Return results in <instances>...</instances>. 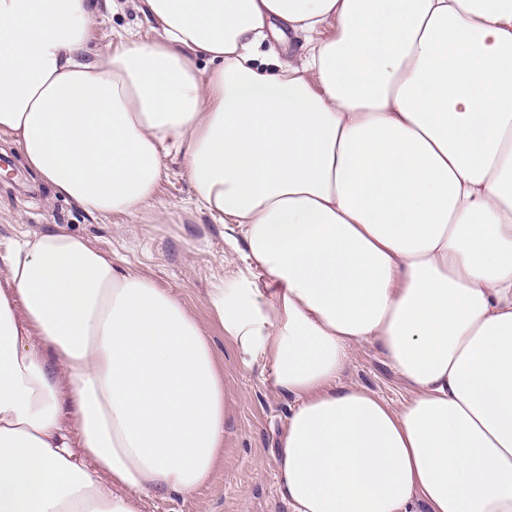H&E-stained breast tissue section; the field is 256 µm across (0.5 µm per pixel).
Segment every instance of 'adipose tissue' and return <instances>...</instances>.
<instances>
[{"instance_id":"ef3b65f1","label":"adipose tissue","mask_w":512,"mask_h":512,"mask_svg":"<svg viewBox=\"0 0 512 512\" xmlns=\"http://www.w3.org/2000/svg\"><path fill=\"white\" fill-rule=\"evenodd\" d=\"M0 0V138L85 212L181 155L247 272L206 309L290 398L292 512H512V0ZM301 65L266 68L268 37ZM206 68H198V60ZM0 512H144L208 486L224 371L183 298L64 230L0 256ZM375 344L401 407L340 384ZM99 0V11L91 26L87 44L88 55L112 48L118 36L134 30L142 40L157 37L156 24L138 10L136 0ZM301 41L286 36L282 41L270 38L268 42L260 48V52L266 53L270 50L276 52L281 58L293 63H299L303 50L300 47Z\"/></svg>"}]
</instances>
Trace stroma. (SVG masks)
Returning <instances> with one entry per match:
<instances>
[{"mask_svg": "<svg viewBox=\"0 0 512 512\" xmlns=\"http://www.w3.org/2000/svg\"><path fill=\"white\" fill-rule=\"evenodd\" d=\"M155 28L137 0H101L87 52L108 50L129 30L153 39ZM166 164L155 200L140 215L101 219L34 182L17 147L0 140V249L63 228L109 253L116 266L135 267L177 293L207 322L224 365V458L212 485L190 497L152 499L146 512H287L276 490L275 453L290 401L275 393L260 368L243 369L223 330L207 321V290L215 278L229 280L246 270L245 243L229 238L223 225L197 206L180 156L170 154ZM340 382L364 387L395 407L408 396L369 342L352 347Z\"/></svg>", "mask_w": 512, "mask_h": 512, "instance_id": "obj_1", "label": "stroma"}]
</instances>
